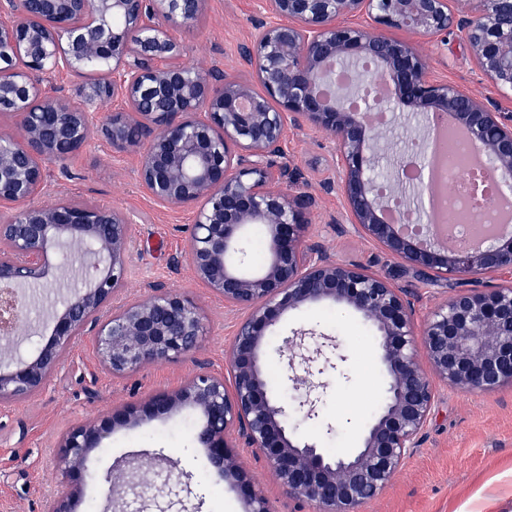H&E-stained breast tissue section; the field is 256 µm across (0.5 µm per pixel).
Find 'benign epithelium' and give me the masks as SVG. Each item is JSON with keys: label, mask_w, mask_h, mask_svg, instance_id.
Listing matches in <instances>:
<instances>
[{"label": "benign epithelium", "mask_w": 512, "mask_h": 512, "mask_svg": "<svg viewBox=\"0 0 512 512\" xmlns=\"http://www.w3.org/2000/svg\"><path fill=\"white\" fill-rule=\"evenodd\" d=\"M263 0L271 20L242 56L252 79L194 71L179 63L174 31L197 24L208 0H0V334L13 337L31 322L28 287H48V256L77 250L94 258L82 284L67 292L48 325L47 341L31 354L0 363V402L49 385L64 352L92 337L100 365L114 377L173 361L199 349L204 315L187 293L157 288L120 306L113 299L130 275L131 220L122 210L62 199L50 187L49 166L80 155L94 138L138 158L140 186L173 209L195 210L186 254L196 280L244 311L224 349L228 376L199 365L180 386L151 395L139 407L116 406L64 434L57 457L63 490L47 512H74L91 451L116 430L139 426L142 415L169 416L184 406L200 423L197 447L213 468L239 482L245 512H272L247 479L240 449L262 459L286 498L315 503L319 512H356L392 479L418 447L434 404L432 378L464 392L512 383V225L477 245L439 240L430 212L394 209L379 192L372 168L388 147L367 118L372 106L350 105L355 90L322 87L336 68L370 62L368 80H386L406 112L451 114L479 159L512 189V116L437 79L412 42L372 34L347 19L438 37L451 26L463 35L481 72L512 91V0ZM75 92L46 89L59 73ZM124 100L104 112L106 98ZM309 126L336 146V182L344 213L404 272L453 278L465 288L417 328L407 290L361 263H345L310 242L305 213L314 196L285 158L288 128ZM435 128L414 140L425 160ZM264 230L265 255L253 265L248 230ZM506 278L496 285L481 277ZM333 305L374 330L387 377L386 397L359 448L331 455L300 439L290 418H318L328 371L327 335L299 328L284 337V383L273 395L265 371L269 338L288 312ZM429 368L417 358L416 338ZM107 495L136 491L131 472H106Z\"/></svg>", "instance_id": "benign-epithelium-1"}]
</instances>
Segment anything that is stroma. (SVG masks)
Listing matches in <instances>:
<instances>
[{
  "label": "stroma",
  "mask_w": 512,
  "mask_h": 512,
  "mask_svg": "<svg viewBox=\"0 0 512 512\" xmlns=\"http://www.w3.org/2000/svg\"><path fill=\"white\" fill-rule=\"evenodd\" d=\"M260 5V0H209L196 26L175 32L183 47L182 63L188 66L202 59L208 68L250 78L242 49L252 39ZM415 41L435 76L489 98L497 111L512 113V92L494 89L457 28L435 39L419 35ZM283 148L286 160L300 170L316 197L307 216L310 239L339 261L369 264L380 274H392L395 260L361 238L353 225L332 222L343 211L340 193L323 188L336 176L333 142L312 128H292ZM137 166L135 156L112 152L96 139L73 160L51 165V188L58 196L113 206L131 215V274L116 304L148 296L158 284L186 291L205 315L201 348L116 378L97 362L89 337L76 340L44 390L0 404V512H44L60 489L55 448L74 426L112 407L138 404L155 392L178 387L196 371L198 362H207L214 373L225 371L224 348L241 313L225 306L194 277L185 258L192 211L165 207L145 192L138 183ZM395 284L411 292L420 324L458 289L453 280L410 275L397 278ZM300 326L336 337L346 360L328 377L318 418L297 419L293 425L298 435L314 438L327 451L350 452L385 397L376 339L367 325L329 305L291 312L281 330ZM435 391L419 447L378 496L359 505L358 512H512V384L469 393L439 381ZM198 422L197 412L187 406L168 417L144 418L137 429L116 431L90 454L77 512H244L236 481L218 478L206 449L195 444ZM146 458L158 470L190 472V492H171L156 478L136 508H129L126 493L107 500L100 475L116 465L140 466ZM241 461L273 512H314V504L282 496L263 461L250 451H243Z\"/></svg>",
  "instance_id": "1"
}]
</instances>
